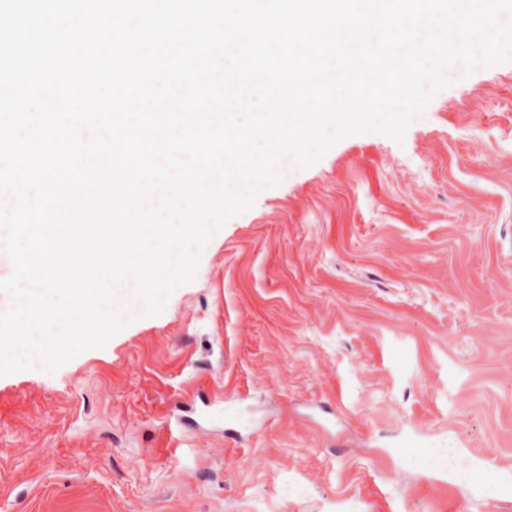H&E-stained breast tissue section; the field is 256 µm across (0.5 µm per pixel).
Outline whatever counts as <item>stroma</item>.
Here are the masks:
<instances>
[{
	"instance_id": "1",
	"label": "stroma",
	"mask_w": 512,
	"mask_h": 512,
	"mask_svg": "<svg viewBox=\"0 0 512 512\" xmlns=\"http://www.w3.org/2000/svg\"><path fill=\"white\" fill-rule=\"evenodd\" d=\"M223 382L253 439L177 425ZM439 448L512 463V63L263 191L161 315L0 376V512H512L473 468L388 480Z\"/></svg>"
}]
</instances>
